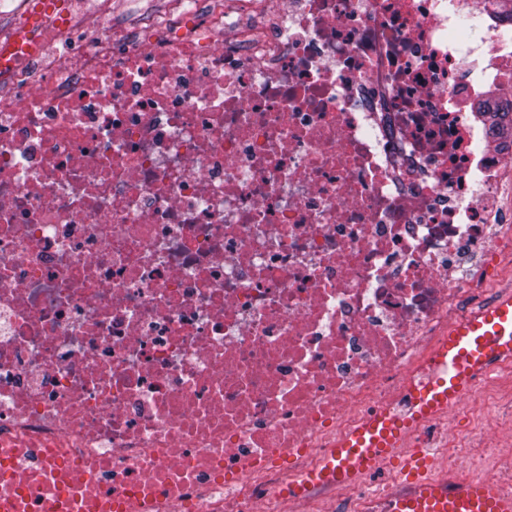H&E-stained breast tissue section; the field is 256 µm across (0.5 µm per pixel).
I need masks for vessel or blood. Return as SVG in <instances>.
Segmentation results:
<instances>
[{"instance_id":"obj_1","label":"vessel or blood","mask_w":512,"mask_h":512,"mask_svg":"<svg viewBox=\"0 0 512 512\" xmlns=\"http://www.w3.org/2000/svg\"><path fill=\"white\" fill-rule=\"evenodd\" d=\"M54 6L55 0H38L21 27L19 41H33L37 27ZM433 361L437 375L429 385L412 392L407 418H395L384 409L369 415L338 439L315 468L296 477L288 487L289 497H301L313 485L348 486L392 459L406 476L410 491L392 501L388 512H512V496L501 494L493 481L450 484L423 478L428 456L402 450L408 431L459 403L487 373L512 366V289L501 291L491 304L450 325Z\"/></svg>"}]
</instances>
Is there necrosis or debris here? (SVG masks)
I'll use <instances>...</instances> for the list:
<instances>
[{"label": "necrosis or debris", "instance_id": "1", "mask_svg": "<svg viewBox=\"0 0 512 512\" xmlns=\"http://www.w3.org/2000/svg\"><path fill=\"white\" fill-rule=\"evenodd\" d=\"M36 42L0 72V512H386L402 473L282 490L403 411L512 264V154L475 116L486 85L512 100V23L179 0ZM469 412L405 448L512 494V422Z\"/></svg>", "mask_w": 512, "mask_h": 512}]
</instances>
